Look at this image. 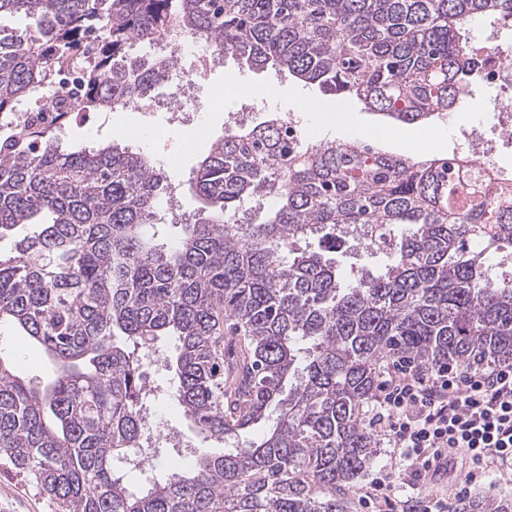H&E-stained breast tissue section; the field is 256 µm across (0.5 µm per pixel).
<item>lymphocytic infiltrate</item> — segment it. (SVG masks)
Here are the masks:
<instances>
[{"label":"lymphocytic infiltrate","instance_id":"lymphocytic-infiltrate-1","mask_svg":"<svg viewBox=\"0 0 512 512\" xmlns=\"http://www.w3.org/2000/svg\"><path fill=\"white\" fill-rule=\"evenodd\" d=\"M371 423L401 464L370 482L371 494L391 508L404 478H425L439 449H462L472 481L489 465L511 467L512 365L488 371L396 366L380 387Z\"/></svg>","mask_w":512,"mask_h":512}]
</instances>
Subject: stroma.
Returning a JSON list of instances; mask_svg holds the SVG:
<instances>
[{"label":"stroma","instance_id":"35a3bbf8","mask_svg":"<svg viewBox=\"0 0 512 512\" xmlns=\"http://www.w3.org/2000/svg\"><path fill=\"white\" fill-rule=\"evenodd\" d=\"M235 75L241 86L232 105H225L219 90L225 85L228 75ZM200 98L210 100L208 110L210 132L207 138L186 146L180 135L161 134L160 129L167 123L168 115L162 109H124L109 114L106 125H99L98 112L79 113L68 128L60 133L62 147L71 148L89 143H131L141 148L155 160L158 167L167 171L175 182L174 194L183 214L196 212L199 202L189 186V178L198 161L206 156L213 140L223 136L228 127L227 110L235 108L245 114L248 121L261 122L273 115L293 117L303 124L306 144L321 141L343 142L358 137L373 140L383 151L418 159L426 151L416 142L417 133L432 136L436 143L435 152L450 156L464 148V134L467 128L482 118L477 100L449 113L443 119H434L424 125L391 124L381 116L362 111L356 102L337 105L335 100L322 96L318 89L304 87L291 78L278 77L270 70L251 69L240 64L233 56H226L222 64L208 75L203 86L197 90ZM137 126L158 128L159 134L142 141H128L130 129ZM154 347L160 351L166 364L153 376L160 391L157 395L163 422L174 430L182 440L181 449L161 444L151 464V474L161 478L171 469L176 455H188L191 450L211 447L194 423L185 417L182 409L171 397L172 372L167 363L175 355L171 337H159ZM0 357L13 362L16 373L34 386H44L54 377V366L41 347L29 337L8 325L0 326ZM390 448L386 440H379L378 452L367 471L350 487L344 490L347 512H383V500L367 496L366 491L375 473L391 465ZM431 493L447 496L449 505H457L459 499L474 496H500L512 494V469L493 468L483 479L467 482L464 471L436 481L430 478L419 480L416 489L407 490V504L404 512H415L412 499ZM0 512H56L55 504L45 495L31 477L0 459Z\"/></svg>","mask_w":512,"mask_h":512}]
</instances>
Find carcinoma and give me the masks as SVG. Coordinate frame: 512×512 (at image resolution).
Returning a JSON list of instances; mask_svg holds the SVG:
<instances>
[{
  "label": "carcinoma",
  "instance_id": "cac0c4a2",
  "mask_svg": "<svg viewBox=\"0 0 512 512\" xmlns=\"http://www.w3.org/2000/svg\"><path fill=\"white\" fill-rule=\"evenodd\" d=\"M3 12L36 27L0 34V115L69 68L83 72L80 111L152 100L176 61L131 49L177 26L338 103L420 124L471 98L472 22H512V0H0ZM452 161L362 141L299 145L277 117L236 127L192 172L203 206L169 246L147 233L167 183L148 154L64 150L22 129L0 138V239L29 227L0 254V324L55 366L36 390L0 357V459L57 512H346L336 488L377 452L359 412L380 360L512 364V281L490 276L512 248V202L471 176L449 181ZM268 196L265 220L238 217ZM357 226L355 248L389 249L379 274L345 281L335 259L299 247ZM160 336L177 340L174 398L207 437L277 416L249 447L196 451L138 491L118 465L131 448L155 455L144 398ZM457 512H512V497Z\"/></svg>",
  "mask_w": 512,
  "mask_h": 512
}]
</instances>
